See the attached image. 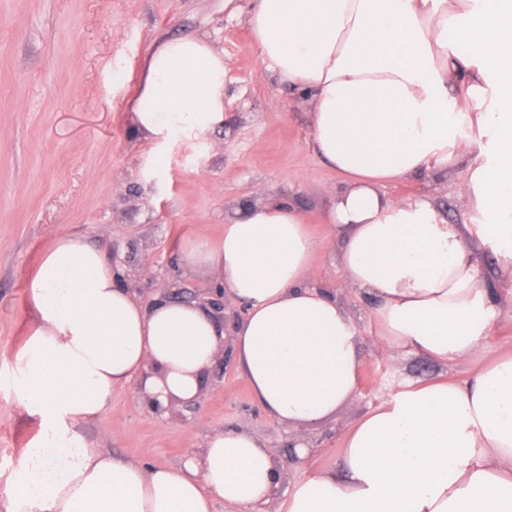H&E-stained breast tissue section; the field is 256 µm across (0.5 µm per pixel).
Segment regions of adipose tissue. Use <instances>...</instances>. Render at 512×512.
<instances>
[{
	"instance_id": "adipose-tissue-1",
	"label": "adipose tissue",
	"mask_w": 512,
	"mask_h": 512,
	"mask_svg": "<svg viewBox=\"0 0 512 512\" xmlns=\"http://www.w3.org/2000/svg\"><path fill=\"white\" fill-rule=\"evenodd\" d=\"M246 22L270 71L307 98L310 146L341 178L325 221L378 344L476 367L393 393L343 433L337 469L284 493L243 425L182 466L137 463L81 432L113 389L194 402L228 343L271 418L314 428L358 390L357 326L311 284L319 242L276 196L226 215L219 240L184 245L188 267L245 304L226 324L194 301L144 304L101 246L66 236L26 285L33 325L13 378L40 434L8 512H212L218 498L236 512H512V354L485 357L505 285L482 267L487 247L512 264V0H250ZM130 112L157 145L223 124V54L203 38L160 41ZM462 165L472 216L451 224L435 191ZM412 180L413 196L385 192Z\"/></svg>"
}]
</instances>
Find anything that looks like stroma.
Returning <instances> with one entry per match:
<instances>
[{"label": "stroma", "instance_id": "35a3bbf8", "mask_svg": "<svg viewBox=\"0 0 512 512\" xmlns=\"http://www.w3.org/2000/svg\"><path fill=\"white\" fill-rule=\"evenodd\" d=\"M248 0H0V512L17 466L37 437V418L16 403L11 373L32 326L26 284L39 256L63 235L105 247L106 259L142 301L193 300L219 287L209 272H188L185 242L216 239L224 218L269 195L293 202L320 243L313 282L342 279L341 244L324 222L336 172L309 146L308 103L261 62L246 24ZM206 38L224 52V122L153 151L128 109L143 62L164 38ZM466 169L436 193L449 223L469 216L459 190ZM341 298L358 333L356 397L314 428L308 467L283 469L281 486L307 468L339 463V438L400 382L462 378L472 363L438 365L375 343L370 303ZM248 423L278 459L302 428H288L255 402L236 360L203 386L198 405L155 413L136 383L112 392L106 412L83 426L96 447L148 465L177 466L214 432Z\"/></svg>", "mask_w": 512, "mask_h": 512}]
</instances>
